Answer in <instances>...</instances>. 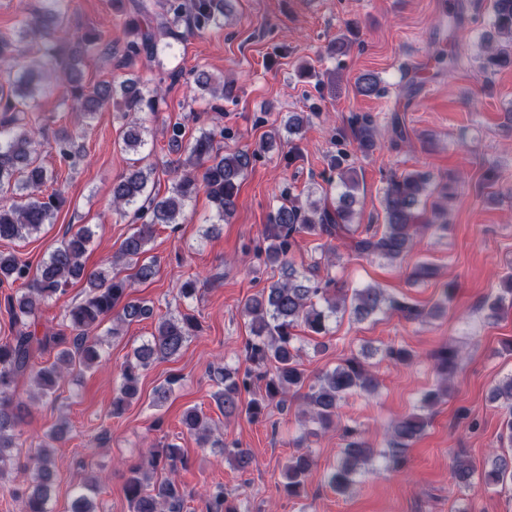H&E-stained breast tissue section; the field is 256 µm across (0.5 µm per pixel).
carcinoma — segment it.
<instances>
[{"mask_svg": "<svg viewBox=\"0 0 512 512\" xmlns=\"http://www.w3.org/2000/svg\"><path fill=\"white\" fill-rule=\"evenodd\" d=\"M65 0H40V7L29 13L31 20L24 21L29 45L18 49L17 42L9 36L0 37V240H26L41 232L46 224L54 223L62 202L61 190L42 195V187L57 181V174L39 161L41 147L38 130L26 122L38 98L49 91L55 81H65L72 88L75 111L86 123L110 101L117 99L122 107L120 118L125 122L122 142L124 150L135 154L147 145L148 128L140 113L156 112L161 99V89L138 76L119 81L101 82L91 90L82 84L81 65L102 40L95 30L87 31L77 41V49L68 53L54 51L64 22L60 5ZM224 0H164L162 30L171 33L180 26L202 33L212 26L224 24ZM135 13L147 26L138 21L127 23L131 38L126 40L122 66L130 65L143 56L164 70L159 58L157 36L151 30L148 0H134ZM492 28L500 38L512 41V0H491ZM486 58L484 71H494L512 62L496 44L483 45ZM197 87L211 98L222 100L231 97L224 81L205 71L197 74ZM363 96L379 93V80L372 73L361 75L357 83ZM304 115L288 113L282 126L272 128L269 139L286 133L288 140L299 135ZM353 132L361 149L374 144V128L366 117L351 120ZM168 147L177 158L170 161L173 182L168 195L161 196L149 187L155 168L144 163V158L134 160L131 172L112 188L111 207L119 214L133 211L137 225L122 242L120 257L126 265L135 266L134 278L144 282L157 273L153 261L141 262L147 245L158 225L177 229L184 218L185 208L199 192L203 191L216 216L224 221L231 218L238 204L240 180L251 164V155L245 150L224 153L217 146L216 137L224 130H201L193 137H186L184 125L175 123L167 130ZM53 149L60 162L69 169L82 164L84 149L76 144L67 132L54 135ZM338 169V183L328 181L330 188L341 186L344 191L336 203H327V196H307L305 202L285 192L279 204L270 213V223L265 225V247L258 249L263 264L278 272V278L260 292L247 297L241 312L248 318L250 339L244 351L252 364L265 368L259 375L264 381V394L245 402L242 394L254 385L252 372L227 366L216 371L214 380L218 390L213 394L224 419L246 415L260 420L272 405L288 410V397L308 387L303 394L304 421L316 425L313 434L327 433L340 425L339 409L352 393L371 395L378 388V379L366 358L351 356L338 366L322 372L314 382L307 383L302 368V348L292 330L302 326L313 334V350L320 352L325 344L318 337L329 332L330 322L338 314L350 312L358 321H364L381 311H395L409 321L428 315L425 310L388 295L377 286L347 290L336 287V279L319 275L321 265L335 266L340 258L332 241L350 238L353 250L394 263L403 258L414 245L433 229H440L444 215L442 207L432 209V217L422 218L418 212L421 199L433 193L430 175L401 174L389 178L383 189L382 206L384 224L382 231L359 230L353 224L356 202L354 192L359 181L353 167ZM307 234L327 239L321 256L299 270L293 253L297 237ZM93 232L87 225L68 229L60 243L47 258L31 269L28 262L11 252L0 251V284L4 282L23 285L17 298L5 297V307L11 316L15 334L0 341V488L9 481L14 467L13 449L17 447L16 430L20 422L16 403L18 378L28 374L39 397H49L57 391L60 381L73 370L88 368L99 362L102 339L96 335L101 321L112 317V335H119L118 326L152 316L153 308L142 301L130 298L131 279L112 272V265L92 271L85 269L83 258L91 243ZM83 279L89 291L67 312L71 335L63 332H36L35 314L40 305L66 293L72 281ZM503 293L489 304L490 315L498 316L506 307H512V276L502 281ZM198 328L196 318L190 314L168 316L159 320L151 339L134 348L121 372L118 394L112 399L111 415L118 417L138 399L141 374L159 358H173L180 354L185 344ZM67 345L49 365L35 362L51 347ZM381 357L391 363L407 364L416 358L413 350L394 344L380 348ZM462 359L461 351L444 345L431 355L434 370L439 377L438 388L423 395L421 408L433 406L449 390L450 379L457 372ZM490 401L508 409L506 428L512 435V376L492 388ZM182 423L187 432L197 436L203 445L219 450L239 471L245 472L252 465V455L246 448L233 442L211 438L210 422L195 407L185 411ZM426 418L412 412L394 420L387 429L386 446L381 450L371 447L357 429L343 428L344 448L336 466L325 476L326 483L336 493L344 495L356 483L357 477L367 472L368 464L376 457L384 467L394 471L406 468L408 449L424 432ZM67 424L53 426L48 442L37 449L31 458L30 480L22 489L11 493L20 498L23 512H53L50 508L51 485L55 456L53 444L63 440ZM305 436L297 439L299 448L291 454L284 467L283 484L288 497H298L305 488L308 474L315 465L313 453L300 447ZM185 465L180 449L170 445L163 451H153L143 464L129 469L125 493L130 512H184L185 495L175 481L154 479L158 468L174 473ZM452 473L455 481L466 488L473 485V469L469 463L456 460ZM512 481V454L491 456L490 469L484 472L485 486H496ZM206 512H238L234 500L217 482L209 488L205 498Z\"/></svg>", "mask_w": 512, "mask_h": 512, "instance_id": "carcinoma-1", "label": "carcinoma"}]
</instances>
